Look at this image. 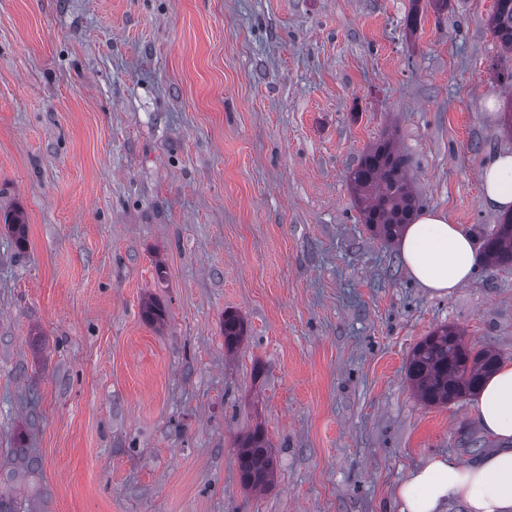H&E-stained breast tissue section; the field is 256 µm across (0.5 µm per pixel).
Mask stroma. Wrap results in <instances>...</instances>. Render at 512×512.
Here are the masks:
<instances>
[{"instance_id": "35a3bbf8", "label": "stroma", "mask_w": 512, "mask_h": 512, "mask_svg": "<svg viewBox=\"0 0 512 512\" xmlns=\"http://www.w3.org/2000/svg\"><path fill=\"white\" fill-rule=\"evenodd\" d=\"M492 10L0 0V210L28 224L20 248L0 223L1 503L398 512L413 467L496 447L468 399L421 402L406 363L443 325L512 363V269L431 295L347 181L395 134L420 210L483 242L480 172L512 151ZM257 425L264 490L237 468ZM244 333V323L241 318L232 312H225L224 347L227 351H233L241 344ZM238 468L241 483L248 489H264L273 483L276 460L262 427L256 426L241 439Z\"/></svg>"}]
</instances>
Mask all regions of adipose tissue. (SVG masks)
I'll list each match as a JSON object with an SVG mask.
<instances>
[{"label":"adipose tissue","instance_id":"1","mask_svg":"<svg viewBox=\"0 0 512 512\" xmlns=\"http://www.w3.org/2000/svg\"><path fill=\"white\" fill-rule=\"evenodd\" d=\"M482 198L495 210L512 209V152L493 155L481 170ZM398 251L409 275L431 294L444 296L467 284L478 264L473 237L443 211L420 213L400 235ZM482 430L499 447L463 463L434 456L399 484V512H512V364L491 373L470 400Z\"/></svg>","mask_w":512,"mask_h":512}]
</instances>
